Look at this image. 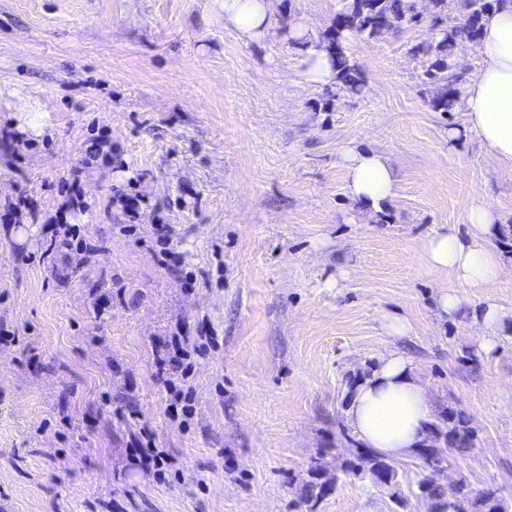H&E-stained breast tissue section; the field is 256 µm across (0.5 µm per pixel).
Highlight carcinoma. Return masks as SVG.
<instances>
[{
  "instance_id": "1",
  "label": "carcinoma",
  "mask_w": 512,
  "mask_h": 512,
  "mask_svg": "<svg viewBox=\"0 0 512 512\" xmlns=\"http://www.w3.org/2000/svg\"><path fill=\"white\" fill-rule=\"evenodd\" d=\"M416 0H343L322 39V46L330 53L336 69V91L358 96L364 93L366 80L359 65L346 52L343 44L346 36L376 39L390 31L408 25H417L422 18L416 12ZM502 0H428L430 27L437 37L420 42L410 53L424 58L423 76L433 87L430 106L433 111H456L459 86L467 74L465 64L458 61L456 49L461 43L479 45L482 21ZM435 440L451 441L461 453L473 449L472 432L456 425L447 429L435 427ZM423 466L434 468L443 463L442 449L433 444L421 449ZM343 471L373 483L393 489L397 473L388 462L365 450L358 449L353 460ZM333 482L325 477L322 458L316 457L309 464L302 478L301 502L305 512L317 509ZM419 496L428 505L429 512H509V505L498 496L497 490L487 487L473 490L463 480L451 489L426 484L417 480Z\"/></svg>"
}]
</instances>
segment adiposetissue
I'll list each match as a JSON object with an SVG mask.
<instances>
[{"mask_svg": "<svg viewBox=\"0 0 512 512\" xmlns=\"http://www.w3.org/2000/svg\"><path fill=\"white\" fill-rule=\"evenodd\" d=\"M215 2L240 37L258 42L269 33L275 0ZM478 50L482 65L459 89L465 125L449 136L479 143L499 168L512 171V0H503L484 18ZM342 161L352 201L376 209L396 196L393 163L384 153L349 145ZM466 220L467 236L440 224L421 242L430 265L454 282L438 292V307L446 315L459 308L456 286L487 288L512 270L489 242L501 232L499 213L481 201L469 206ZM346 421L361 448L392 460L406 458L427 442L434 423L429 389L403 352L385 350L371 373L356 380L348 395Z\"/></svg>", "mask_w": 512, "mask_h": 512, "instance_id": "ef3b65f1", "label": "adipose tissue"}]
</instances>
